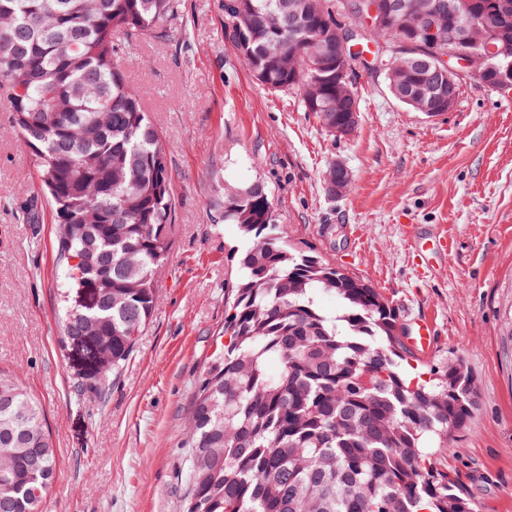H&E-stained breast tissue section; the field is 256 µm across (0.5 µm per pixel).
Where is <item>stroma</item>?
I'll return each mask as SVG.
<instances>
[{
	"mask_svg": "<svg viewBox=\"0 0 512 512\" xmlns=\"http://www.w3.org/2000/svg\"><path fill=\"white\" fill-rule=\"evenodd\" d=\"M163 40L127 38V82L173 173L172 247L157 303L102 392L60 336L64 265L33 159L0 98V367L39 396L59 470L45 512H183V421L224 330L242 241L225 185L258 180L289 240L380 288L430 358L461 357L478 409L443 462L478 512H512V96L469 80L429 117L362 73L354 133L338 138L296 93L271 91L238 53L224 0H180ZM344 164L330 197L326 169Z\"/></svg>",
	"mask_w": 512,
	"mask_h": 512,
	"instance_id": "obj_1",
	"label": "stroma"
}]
</instances>
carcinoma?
I'll return each instance as SVG.
<instances>
[{
	"instance_id": "carcinoma-1",
	"label": "carcinoma",
	"mask_w": 512,
	"mask_h": 512,
	"mask_svg": "<svg viewBox=\"0 0 512 512\" xmlns=\"http://www.w3.org/2000/svg\"><path fill=\"white\" fill-rule=\"evenodd\" d=\"M228 13L237 50L259 82L299 93L322 127L350 113L325 100L360 108L353 83L336 90V51L317 64L311 29L338 24L332 0H236ZM445 27L479 17L473 30L506 24L492 0H434ZM360 28L349 46H391L415 22H361L368 0H343ZM177 0H0V95L13 112V132L31 154L52 210L57 252L65 266L62 336L99 343L104 379L118 373L156 305L155 275L171 248L172 174L158 129L141 109L118 59L133 37L162 39ZM418 48L414 77L407 62L349 53L350 75L392 63L386 79L406 96L436 99L444 77ZM322 83L315 104L313 80ZM224 222L246 243L234 252L237 278L224 317V346L196 386L185 418L190 457L185 512H476L442 467L456 434L477 410L472 371L460 358L428 365V377L405 344L400 311L380 289L312 250L288 242L259 181L224 190ZM87 253L76 269L68 256ZM93 281L95 306L72 312L74 295ZM321 294L342 304L330 315ZM41 402L0 369V512H44L56 477V448Z\"/></svg>"
}]
</instances>
